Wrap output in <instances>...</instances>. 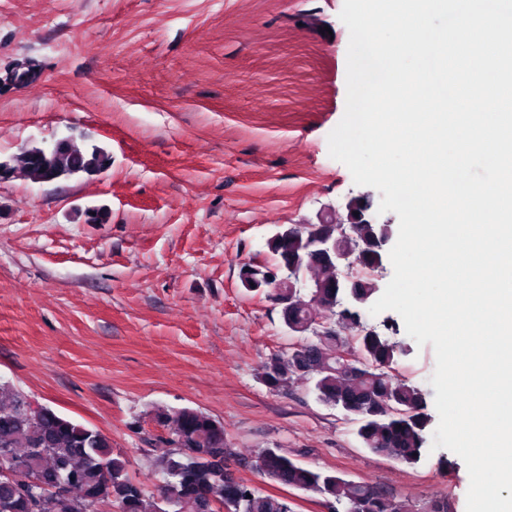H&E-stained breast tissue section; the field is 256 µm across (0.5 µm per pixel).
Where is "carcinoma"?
<instances>
[{
	"label": "carcinoma",
	"mask_w": 512,
	"mask_h": 512,
	"mask_svg": "<svg viewBox=\"0 0 512 512\" xmlns=\"http://www.w3.org/2000/svg\"><path fill=\"white\" fill-rule=\"evenodd\" d=\"M112 157L99 147L90 150L70 139L49 150L33 147L9 160L10 173L21 171L37 183L73 176L96 175L111 165ZM375 229L356 224L348 244L367 249L365 260L380 254L373 247ZM276 263L296 247L280 237L267 242ZM314 283L321 285V311L336 312V271L325 263L311 267ZM288 331L304 335L311 323L310 300L294 289L288 314H280ZM358 350L367 359L362 368L341 369L333 353L344 343L336 330L307 340L301 360L316 366L311 377L317 398L341 409L357 424L363 447L410 468L426 456V429L432 421L426 394L395 377L388 368L404 349L387 334L355 333ZM292 354H276L261 367L263 382L274 391L305 379ZM157 423L168 429L173 447L159 462L164 481L157 492L134 482L127 460L112 452V440L101 431L69 419L50 407L33 408L28 398L0 386V457L18 479L0 478V512H96L107 503L116 512H293L284 497L260 494L224 471L228 449L224 426L206 413L185 407L171 414L160 412ZM271 474L291 489L321 497L331 509L347 512H408V506L378 487L345 479L330 471L305 467L280 448H264Z\"/></svg>",
	"instance_id": "carcinoma-1"
}]
</instances>
